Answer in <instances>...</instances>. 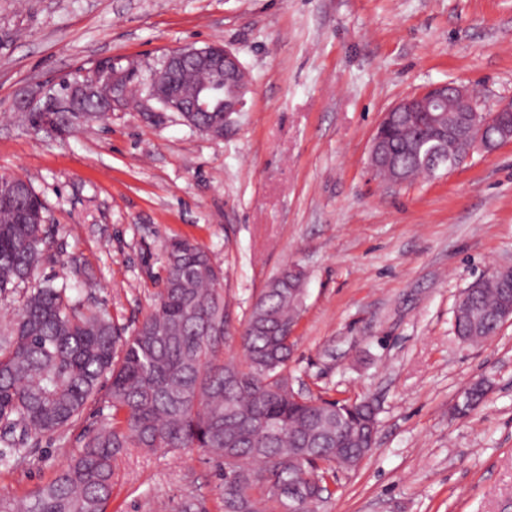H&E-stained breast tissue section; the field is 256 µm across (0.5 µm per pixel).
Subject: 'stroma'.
Wrapping results in <instances>:
<instances>
[{
	"label": "stroma",
	"mask_w": 512,
	"mask_h": 512,
	"mask_svg": "<svg viewBox=\"0 0 512 512\" xmlns=\"http://www.w3.org/2000/svg\"><path fill=\"white\" fill-rule=\"evenodd\" d=\"M211 43L252 78L224 133L134 100L53 130L32 121L97 61L143 77ZM443 81L490 110L512 102V0H0V174L46 206L40 277L129 331L154 309L174 239L223 268L237 319L282 269L302 272L294 388L378 411L375 446L337 471L328 512H512V323L480 343L452 326L464 290L512 263V143L396 187L368 161L383 114ZM476 378L488 392L458 415ZM108 416L97 401L64 440L29 447L0 471V497L49 482ZM221 493L200 451L135 452L108 512H222Z\"/></svg>",
	"instance_id": "stroma-1"
}]
</instances>
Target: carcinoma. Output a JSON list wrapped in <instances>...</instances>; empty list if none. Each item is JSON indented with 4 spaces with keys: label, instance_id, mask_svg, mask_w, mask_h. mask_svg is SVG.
Segmentation results:
<instances>
[{
    "label": "carcinoma",
    "instance_id": "1",
    "mask_svg": "<svg viewBox=\"0 0 512 512\" xmlns=\"http://www.w3.org/2000/svg\"><path fill=\"white\" fill-rule=\"evenodd\" d=\"M398 170L430 175L428 159L451 142L414 138L399 125L385 139ZM50 241L45 206L0 184V296L26 285L0 331V426L38 444L61 436L106 388L108 422L89 430L53 479L0 512H107L118 460L132 449H197L221 467L223 512H283L288 486L308 491L298 512H320L338 467L370 452L377 409L364 399H326L294 390L290 333L299 318L302 273L283 269L253 302L243 323L241 360L224 359V273L197 244L173 241L155 309L122 336L108 313L83 310L67 283L40 280ZM512 300V288L486 279L454 327L477 342L496 332L487 315ZM22 443L0 451V468L24 458Z\"/></svg>",
    "mask_w": 512,
    "mask_h": 512
}]
</instances>
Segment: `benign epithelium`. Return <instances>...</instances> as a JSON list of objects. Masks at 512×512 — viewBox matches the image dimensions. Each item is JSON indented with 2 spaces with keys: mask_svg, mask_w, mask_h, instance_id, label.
Instances as JSON below:
<instances>
[{
  "mask_svg": "<svg viewBox=\"0 0 512 512\" xmlns=\"http://www.w3.org/2000/svg\"><path fill=\"white\" fill-rule=\"evenodd\" d=\"M189 63L210 71L222 70L232 76L242 68L236 55L221 46L176 48L167 55L161 69L154 71L147 80L146 100L157 102L166 111L179 113L188 124L191 123L193 112H222L224 123H229L230 115L243 108L245 99H240L226 110L224 94L216 93L209 84H200L189 94L172 90L169 74L184 69ZM131 75L132 71L128 69L110 68L106 62L101 61L85 75V81L79 88L88 96L98 97L104 111L110 112L115 103L127 98ZM73 111L75 108L72 100L54 97L38 109L43 126L49 128L53 127V115ZM393 112L407 113L410 122L416 121L417 112L455 113V118L448 122V128L439 129L438 138L453 140L458 150L451 155L446 152L435 154L432 165L437 170H451L476 151L492 152L512 142V121L505 119L507 115L512 117V102L495 111L483 110L466 87L453 82L433 84L402 99L384 113L382 121L389 122ZM383 148L382 138L374 135L369 148V165L375 173L388 165Z\"/></svg>",
  "mask_w": 512,
  "mask_h": 512,
  "instance_id": "1",
  "label": "benign epithelium"
}]
</instances>
